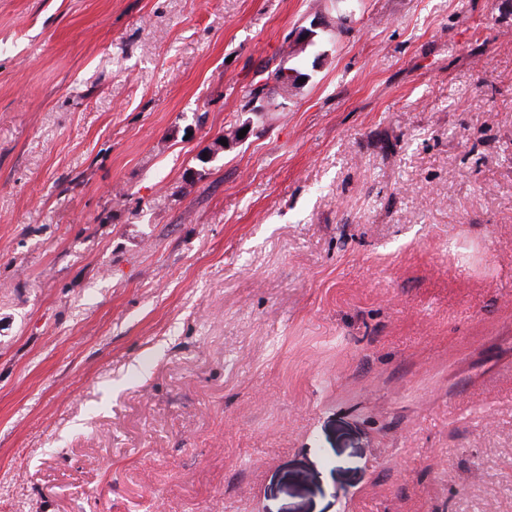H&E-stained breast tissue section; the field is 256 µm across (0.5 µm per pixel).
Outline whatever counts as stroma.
I'll use <instances>...</instances> for the list:
<instances>
[{
    "mask_svg": "<svg viewBox=\"0 0 512 512\" xmlns=\"http://www.w3.org/2000/svg\"><path fill=\"white\" fill-rule=\"evenodd\" d=\"M0 512H512V0H0ZM293 68L280 65L271 71L266 72V67L260 71L264 76L255 83L249 92L248 105L258 102L251 110L252 112H270L272 107L275 108L279 105L275 104L276 95L285 99L288 95L292 96L297 93L290 89L288 77L285 74V70ZM261 81L263 83L259 84Z\"/></svg>",
    "mask_w": 512,
    "mask_h": 512,
    "instance_id": "35a3bbf8",
    "label": "stroma"
}]
</instances>
